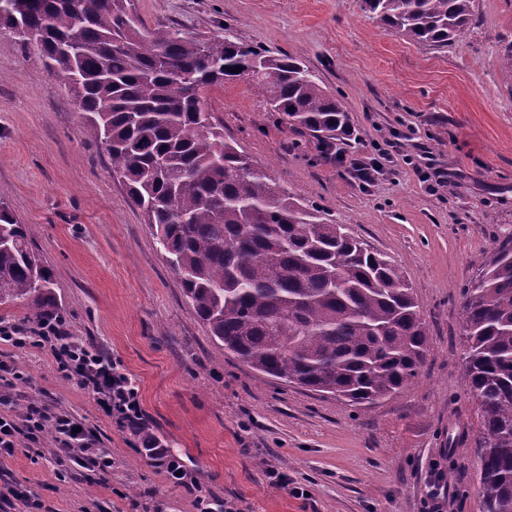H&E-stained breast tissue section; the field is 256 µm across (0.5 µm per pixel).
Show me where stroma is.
Segmentation results:
<instances>
[{
  "label": "stroma",
  "mask_w": 512,
  "mask_h": 512,
  "mask_svg": "<svg viewBox=\"0 0 512 512\" xmlns=\"http://www.w3.org/2000/svg\"><path fill=\"white\" fill-rule=\"evenodd\" d=\"M149 27L197 37L233 28L272 55L300 59L349 110V158L389 153L360 186L348 166L287 127L251 81L204 92L225 140L276 186L404 272L427 322L418 381L365 409L254 372L214 341L186 300L144 216L38 55L0 32V191L31 229L70 336L105 353L138 389L146 427L184 461L196 493L168 482L138 435L99 410L49 352L0 343L18 372L15 411L32 400L82 421L112 456L92 481L84 462L55 471L51 435L18 447L0 484L51 512H196L203 496L244 512H422L431 465H444L448 512H482L480 418L467 394L459 313L482 254L512 229V0H475L461 39L429 49L397 35L361 0H132ZM443 171L430 186L418 170ZM302 496L272 484L268 466Z\"/></svg>",
  "instance_id": "obj_1"
}]
</instances>
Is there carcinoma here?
Masks as SVG:
<instances>
[{
	"mask_svg": "<svg viewBox=\"0 0 512 512\" xmlns=\"http://www.w3.org/2000/svg\"><path fill=\"white\" fill-rule=\"evenodd\" d=\"M383 25L446 47L473 24L474 0H362ZM129 0H0V31L36 49L73 94L210 336L254 371L372 405L411 385L428 336L408 281L341 224L272 184L213 124L199 93L249 72L289 126L333 148L350 135L343 99L298 59L224 27L200 39L150 29ZM242 71L232 73L230 69ZM0 302L28 320L56 308L30 228L0 195ZM467 394L482 416L485 512H512V232L481 257L461 311Z\"/></svg>",
	"mask_w": 512,
	"mask_h": 512,
	"instance_id": "carcinoma-1",
	"label": "carcinoma"
}]
</instances>
